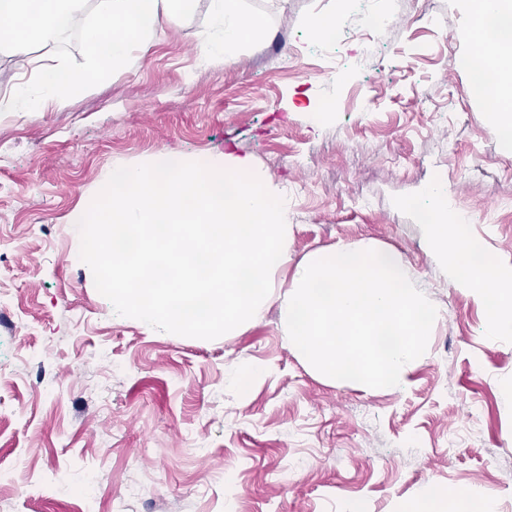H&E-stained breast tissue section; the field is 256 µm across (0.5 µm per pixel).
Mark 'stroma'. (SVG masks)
I'll return each instance as SVG.
<instances>
[{"label":"stroma","instance_id":"1","mask_svg":"<svg viewBox=\"0 0 512 512\" xmlns=\"http://www.w3.org/2000/svg\"><path fill=\"white\" fill-rule=\"evenodd\" d=\"M385 5L366 58L357 0H241L259 26L222 55L204 47L211 0L187 21L162 5L148 53L102 84L0 111V512H453L452 491L512 512V335L488 340L418 217L443 186L512 265V150L472 90L476 0ZM340 15L348 65L329 74L314 26ZM54 64L49 45L0 51V104ZM228 154L286 201L272 298L214 340L113 315L79 259L93 198L119 167ZM340 243L395 251L440 314L401 392L322 379L283 325L296 263Z\"/></svg>","mask_w":512,"mask_h":512}]
</instances>
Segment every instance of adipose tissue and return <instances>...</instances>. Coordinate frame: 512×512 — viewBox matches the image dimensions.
<instances>
[{"mask_svg":"<svg viewBox=\"0 0 512 512\" xmlns=\"http://www.w3.org/2000/svg\"><path fill=\"white\" fill-rule=\"evenodd\" d=\"M218 35L209 39L210 53L223 54L254 29L238 7V0H212ZM431 220L429 244L440 258L451 287L470 292L486 315L489 338L512 335V266L489 258L471 237L464 220L448 207L446 191L438 185L426 191Z\"/></svg>","mask_w":512,"mask_h":512,"instance_id":"obj_1","label":"adipose tissue"}]
</instances>
